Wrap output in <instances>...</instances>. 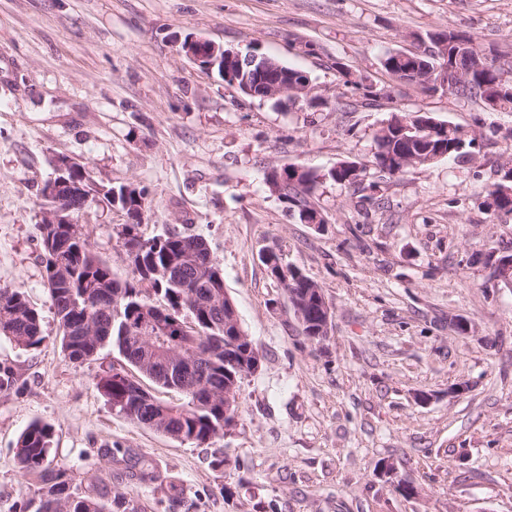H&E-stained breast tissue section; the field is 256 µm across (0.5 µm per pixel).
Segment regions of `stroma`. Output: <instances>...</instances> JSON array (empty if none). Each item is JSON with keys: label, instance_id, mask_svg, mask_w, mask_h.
Segmentation results:
<instances>
[{"label": "stroma", "instance_id": "stroma-1", "mask_svg": "<svg viewBox=\"0 0 512 512\" xmlns=\"http://www.w3.org/2000/svg\"><path fill=\"white\" fill-rule=\"evenodd\" d=\"M448 29L512 62V0H0V285L25 295L45 336L27 350L0 338L14 372L0 392V512L36 487L16 461L36 420L54 432L52 466L140 512H183L173 483L192 512H512V288L494 276L512 212L485 204L512 112L398 85L381 65ZM189 37L302 69L328 103L248 97L185 55ZM344 68L384 95L362 98ZM398 111L462 127L475 161L379 172L375 132ZM57 155L144 187L141 234L202 236L223 269L261 364L235 426L209 444L118 414L97 388L117 352L65 358L36 228ZM346 160L374 193L327 179ZM291 165L319 174L309 200L324 224L270 192L267 173ZM80 221L126 273L125 214ZM270 250L321 287L326 340L303 335ZM145 463L158 475L147 485L132 477Z\"/></svg>", "mask_w": 512, "mask_h": 512}]
</instances>
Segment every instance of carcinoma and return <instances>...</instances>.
Instances as JSON below:
<instances>
[{
    "label": "carcinoma",
    "mask_w": 512,
    "mask_h": 512,
    "mask_svg": "<svg viewBox=\"0 0 512 512\" xmlns=\"http://www.w3.org/2000/svg\"><path fill=\"white\" fill-rule=\"evenodd\" d=\"M448 58L434 54L420 56L434 79L447 83L445 91L458 99L482 103L494 97L499 110H512V82L500 79L504 68L498 59L488 53L474 59L452 44L454 39L469 35L446 31ZM415 64L398 53L388 54L381 62L386 72L403 71ZM345 83L363 90V97L374 100L379 90L362 84L349 70L340 69ZM436 135L425 142L411 140L412 133L395 128L377 139L375 164L380 171L392 174L387 160L418 148L440 150L447 158H459L471 148L474 139L457 126L437 122ZM320 179L316 173L303 168L288 173L278 185L276 193L298 212L313 210L305 195ZM123 185L105 184L89 188L98 207L112 209V191ZM147 209L144 190L139 198L130 201L124 209L128 223L124 225V249L140 252L141 266L132 267L126 277L112 270L111 264L95 249L88 234L75 238L64 224H40L44 267V286L47 288L58 321L61 348L65 356L83 363L106 348L118 352L120 371H110L100 377L97 388L117 413L131 422L151 428L176 441L196 445L207 443L224 430V389L233 387L232 398H237L242 380L240 364L224 357V313L205 304L212 286L224 290V273L216 258L210 256L206 241L192 234L169 232L144 238L138 228ZM62 239L64 250L57 252L50 239ZM270 274L284 285L287 292L303 295L309 279L299 269L286 266L287 274L278 266L268 267ZM151 273V292H143L144 274ZM120 306L122 317L112 318L113 306ZM320 305L313 301L311 316L301 326L303 335H318L321 317ZM163 315L166 324L179 323L186 327L181 336L156 333L151 343L157 349L174 354L194 351L199 364L181 363L167 370L160 363H149V354L139 344L142 322ZM0 337L24 349L39 346L43 340L41 320L24 295L7 286H0ZM148 381L157 388L176 390L185 397L180 405H171L153 397L154 404L143 405L133 395L134 386ZM53 442V430L39 421L30 423L17 441L16 458L20 469L35 477L40 487L34 495H23L16 504V512H50V505L64 499L62 512H137L124 498L109 496L106 486L82 488L75 478L63 469L49 468L48 457Z\"/></svg>",
    "instance_id": "1"
}]
</instances>
